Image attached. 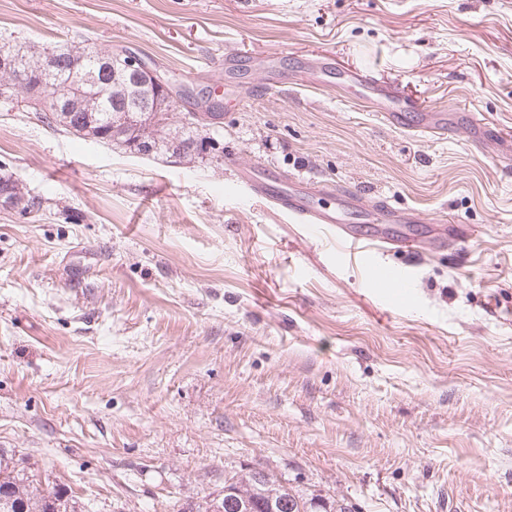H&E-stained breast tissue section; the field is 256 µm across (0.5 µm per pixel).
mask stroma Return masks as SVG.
<instances>
[{
    "label": "stroma",
    "mask_w": 512,
    "mask_h": 512,
    "mask_svg": "<svg viewBox=\"0 0 512 512\" xmlns=\"http://www.w3.org/2000/svg\"><path fill=\"white\" fill-rule=\"evenodd\" d=\"M124 47L221 105L187 158L0 97V449L77 512H179L269 471L352 512H512V0H0V48ZM333 52L327 86L265 91ZM240 52L224 76L225 53ZM452 111L383 125L345 70ZM266 164L476 230L364 254L236 191ZM389 268L404 288L379 287ZM22 188L19 187V184L12 179H4L0 178V192L8 193L15 199V205L23 204L22 211L28 214L36 211L38 212L42 208L41 199L28 197L25 198L24 193L21 191Z\"/></svg>",
    "instance_id": "35a3bbf8"
}]
</instances>
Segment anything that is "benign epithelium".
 <instances>
[{"label":"benign epithelium","instance_id":"7a95c632","mask_svg":"<svg viewBox=\"0 0 512 512\" xmlns=\"http://www.w3.org/2000/svg\"><path fill=\"white\" fill-rule=\"evenodd\" d=\"M43 85L53 90L50 99L38 98L32 104L38 109L52 113V118L67 124L75 103L88 100L112 101L113 83L124 82L147 87L150 94L137 105L126 109L125 125L138 127L146 112H169L174 108L175 95L171 84L152 65L142 61L132 52L112 55L104 52L95 57V66L86 69L76 66L68 72L56 68L54 58L44 53L37 64ZM29 71V60L13 52L0 54V91L28 95L25 74Z\"/></svg>","mask_w":512,"mask_h":512}]
</instances>
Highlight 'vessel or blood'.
<instances>
[{
	"label": "vessel or blood",
	"mask_w": 512,
	"mask_h": 512,
	"mask_svg": "<svg viewBox=\"0 0 512 512\" xmlns=\"http://www.w3.org/2000/svg\"><path fill=\"white\" fill-rule=\"evenodd\" d=\"M332 66V56L326 55L309 62L298 77L318 84ZM351 80L364 89L369 107L387 125L432 137L447 136V112L399 99L397 92L381 85L372 72H352ZM227 165L233 172L234 184L248 191L253 199L275 206L299 223L327 226L350 245L404 250L416 246L409 227L420 223L421 218L411 210L396 208L384 199L371 202L359 192L300 174L285 176L266 166L246 167L232 159ZM356 213L362 214L365 223L375 225L374 235L367 238L352 231L350 217Z\"/></svg>",
	"instance_id": "1"
}]
</instances>
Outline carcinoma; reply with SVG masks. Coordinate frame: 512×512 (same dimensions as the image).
<instances>
[{
	"label": "carcinoma",
	"mask_w": 512,
	"mask_h": 512,
	"mask_svg": "<svg viewBox=\"0 0 512 512\" xmlns=\"http://www.w3.org/2000/svg\"><path fill=\"white\" fill-rule=\"evenodd\" d=\"M132 98L116 92L112 103L96 104L97 111L81 110L73 113L67 131L82 137L88 136L85 129L99 133L97 140L112 145L122 142L126 149L143 155L162 157H180L196 153L202 144L200 130L182 128L178 137H169L155 129V125L145 124L135 135L120 136L112 129L122 116L124 106H129ZM94 126L87 127V122ZM0 192L15 199L22 205V211L32 213L42 209V201L34 197H25L19 184L12 179H0ZM258 467L224 475V497L217 500L223 512H351L348 505L331 497L303 495L282 484L270 473L264 480H257ZM75 512L67 492L54 486L44 494L34 483V479L23 469L17 468L13 458L0 450V512Z\"/></svg>",
	"instance_id": "1"
}]
</instances>
